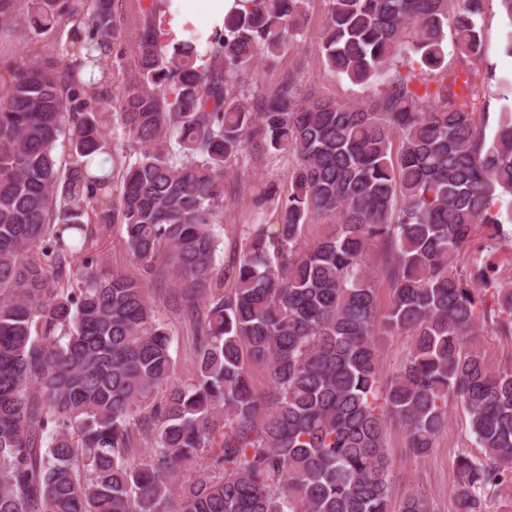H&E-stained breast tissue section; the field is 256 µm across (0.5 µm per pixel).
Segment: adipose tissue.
I'll return each instance as SVG.
<instances>
[{"instance_id": "adipose-tissue-1", "label": "adipose tissue", "mask_w": 512, "mask_h": 512, "mask_svg": "<svg viewBox=\"0 0 512 512\" xmlns=\"http://www.w3.org/2000/svg\"><path fill=\"white\" fill-rule=\"evenodd\" d=\"M249 0H167L157 11L162 41L174 43L183 39L186 28H193L203 36L223 28L230 13L244 11Z\"/></svg>"}]
</instances>
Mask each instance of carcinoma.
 I'll return each mask as SVG.
<instances>
[{
    "label": "carcinoma",
    "instance_id": "cac0c4a2",
    "mask_svg": "<svg viewBox=\"0 0 512 512\" xmlns=\"http://www.w3.org/2000/svg\"><path fill=\"white\" fill-rule=\"evenodd\" d=\"M305 2L252 0L206 43L171 48L152 10L137 78L118 87L95 76L114 50L112 0H0V41L56 30L67 56L33 54L0 79V512H393L388 426L426 458L451 401L479 448L456 456L451 512H483L490 490L512 512V364L463 347L512 338L499 275L512 266V113L486 139L471 70L432 91L397 72L346 103L300 94L290 74L249 105L242 75L304 35ZM325 3V63L358 85L413 54L442 65L450 15L456 50L481 51L483 0ZM117 128L138 143L131 164ZM252 148L294 164L285 191L258 198L271 220L246 225L220 293L224 175ZM326 215L333 232L304 248V226ZM101 224L123 227L141 276L104 267ZM156 299L192 323L186 384L170 385ZM379 324L412 337L386 383ZM134 421L150 436L139 465ZM398 512L430 509L411 492Z\"/></svg>",
    "mask_w": 512,
    "mask_h": 512
}]
</instances>
